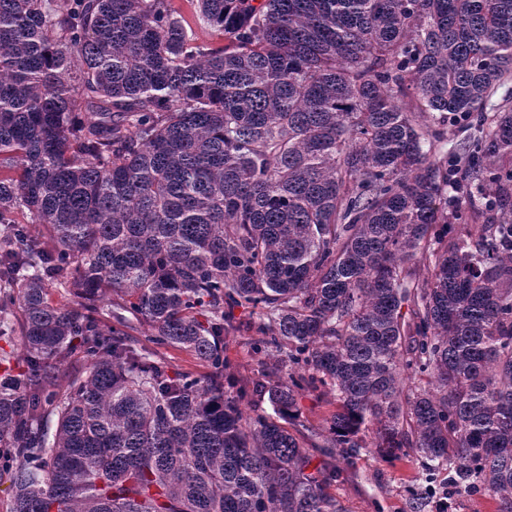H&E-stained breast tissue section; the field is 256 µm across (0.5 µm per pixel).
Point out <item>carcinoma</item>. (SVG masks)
<instances>
[{
	"label": "carcinoma",
	"mask_w": 512,
	"mask_h": 512,
	"mask_svg": "<svg viewBox=\"0 0 512 512\" xmlns=\"http://www.w3.org/2000/svg\"><path fill=\"white\" fill-rule=\"evenodd\" d=\"M191 2L224 45L172 0H0L9 512H347L369 446L512 512V0ZM237 309L275 363L228 388ZM177 8L180 9L182 15L185 19L190 23V25L194 28L196 37L200 42L211 43L212 45H224V38L219 35L218 32L214 30L200 26V24H195V11L194 6H190V2L187 0H175L173 2ZM509 108L512 109V75L493 90L486 102L489 115ZM157 359L165 363L169 369L175 371H188L195 375H205L209 368L184 351L172 347H155ZM302 419L307 425L319 429L325 424V419L336 410V404L330 399L319 398L316 393L306 394L299 399Z\"/></svg>",
	"instance_id": "1"
}]
</instances>
